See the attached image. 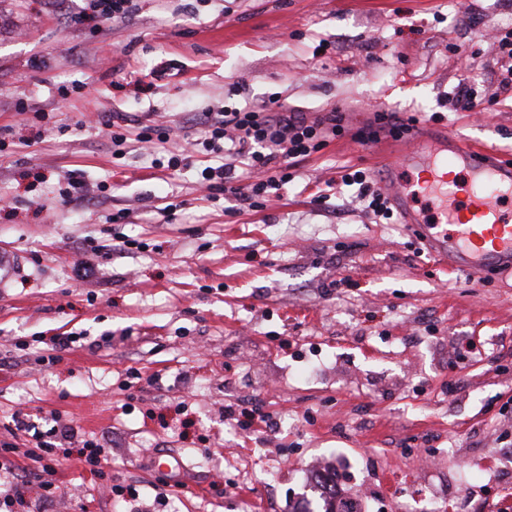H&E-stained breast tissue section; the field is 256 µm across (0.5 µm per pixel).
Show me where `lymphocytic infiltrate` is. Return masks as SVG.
Listing matches in <instances>:
<instances>
[{
    "label": "lymphocytic infiltrate",
    "mask_w": 512,
    "mask_h": 512,
    "mask_svg": "<svg viewBox=\"0 0 512 512\" xmlns=\"http://www.w3.org/2000/svg\"><path fill=\"white\" fill-rule=\"evenodd\" d=\"M343 132L342 116L336 109L312 121L295 112L247 106L215 113L207 118L204 136L197 144L201 154L218 157L220 163L202 168L200 185L210 196L259 206L262 199L279 195L292 181L289 159L319 151L328 135ZM168 139L167 128L155 124L140 126L136 135L137 142L150 150L154 166L174 170L184 164L186 157L166 150ZM12 421L6 437L0 438V459L10 462L16 491L0 495V512H20L26 489H36L43 506L55 501L58 488L51 477L57 465V444L80 445L82 463L91 472L100 473L102 446L82 438L73 427L56 425L45 434L37 431L29 415L20 412L13 413ZM22 432L31 436L26 450L16 444ZM20 455L27 458V465L15 464V457Z\"/></svg>",
    "instance_id": "1"
}]
</instances>
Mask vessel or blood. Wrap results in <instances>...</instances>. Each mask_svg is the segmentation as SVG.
<instances>
[{"label":"vessel or blood","instance_id":"vessel-or-blood-1","mask_svg":"<svg viewBox=\"0 0 512 512\" xmlns=\"http://www.w3.org/2000/svg\"><path fill=\"white\" fill-rule=\"evenodd\" d=\"M380 187L428 252L466 275L494 268L512 275V165L459 140L399 147Z\"/></svg>","mask_w":512,"mask_h":512}]
</instances>
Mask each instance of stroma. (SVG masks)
I'll return each mask as SVG.
<instances>
[{"label": "stroma", "instance_id": "stroma-1", "mask_svg": "<svg viewBox=\"0 0 512 512\" xmlns=\"http://www.w3.org/2000/svg\"><path fill=\"white\" fill-rule=\"evenodd\" d=\"M85 6L0 0V433L21 409L109 449L100 478L61 451L48 512H318L319 467L358 512L512 505L498 467L512 463V278L445 271L354 188L312 201L341 167L380 176L382 110L512 158L497 50L512 0H134L123 19L73 23ZM464 80L490 110H454ZM244 106L310 120L337 107L347 133L295 159L259 208L206 199L197 158L154 169L135 141L137 123L161 121L179 154L205 113ZM115 113L120 158L99 123ZM66 176L91 191L64 208ZM117 235L145 247L89 253ZM84 258L87 282L71 274ZM71 332L77 346L49 362L51 337ZM130 367L162 386L126 403ZM257 401L277 429L225 419L226 403ZM159 453L185 468L162 506Z\"/></svg>", "mask_w": 512, "mask_h": 512}]
</instances>
